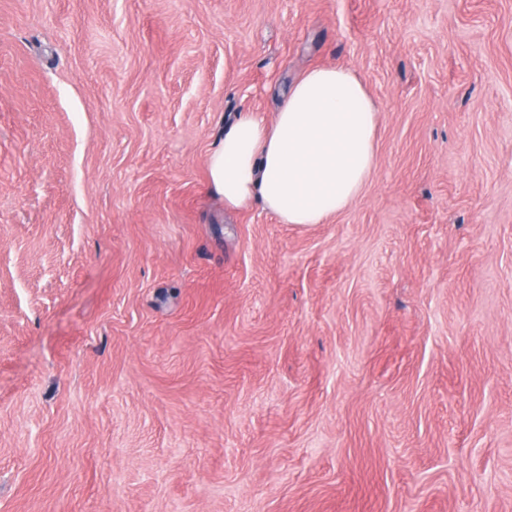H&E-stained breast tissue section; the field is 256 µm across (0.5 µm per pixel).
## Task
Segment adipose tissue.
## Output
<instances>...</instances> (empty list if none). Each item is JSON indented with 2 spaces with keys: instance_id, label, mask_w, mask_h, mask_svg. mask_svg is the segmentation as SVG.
<instances>
[{
  "instance_id": "ef3b65f1",
  "label": "adipose tissue",
  "mask_w": 512,
  "mask_h": 512,
  "mask_svg": "<svg viewBox=\"0 0 512 512\" xmlns=\"http://www.w3.org/2000/svg\"><path fill=\"white\" fill-rule=\"evenodd\" d=\"M378 101L345 66H316L272 120L237 114L208 156L226 208L260 203L283 224H325L366 190L376 167Z\"/></svg>"
}]
</instances>
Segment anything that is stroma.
I'll list each match as a JSON object with an SVG mask.
<instances>
[{
    "mask_svg": "<svg viewBox=\"0 0 512 512\" xmlns=\"http://www.w3.org/2000/svg\"><path fill=\"white\" fill-rule=\"evenodd\" d=\"M329 65L365 192L226 209ZM0 512H512V0H0ZM378 101L345 66H316L271 121L243 111L208 156L228 209L259 202L282 224H325L366 190L376 167Z\"/></svg>",
    "mask_w": 512,
    "mask_h": 512,
    "instance_id": "obj_1",
    "label": "stroma"
}]
</instances>
